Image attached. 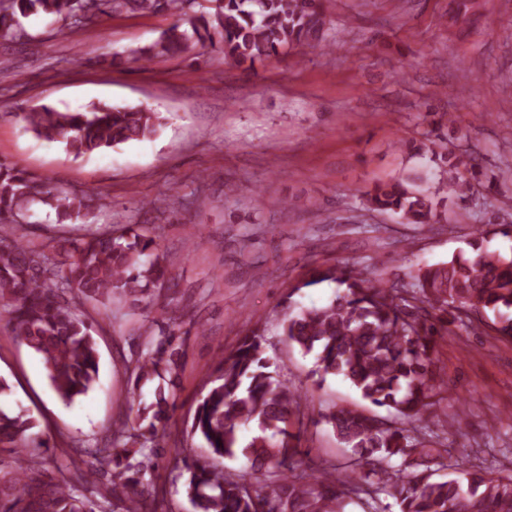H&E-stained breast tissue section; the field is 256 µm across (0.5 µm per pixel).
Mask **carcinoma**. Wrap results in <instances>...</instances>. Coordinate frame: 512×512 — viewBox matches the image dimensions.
I'll use <instances>...</instances> for the list:
<instances>
[{
    "mask_svg": "<svg viewBox=\"0 0 512 512\" xmlns=\"http://www.w3.org/2000/svg\"><path fill=\"white\" fill-rule=\"evenodd\" d=\"M113 12L179 17L157 41L131 51L134 62L204 49L251 68L290 50L307 55L334 46L319 0H0V40L24 38L22 20L36 14L55 18V35L71 38ZM24 121L75 158L150 139L163 127L161 114L149 108L106 103L84 112L44 105ZM474 168L475 158L459 160L433 190L407 177L376 183L367 204L406 224H436L435 198L468 197ZM99 201L92 188L69 190L0 162V227L11 229L0 235V317L40 356L66 403L87 395L99 372L92 327L77 305L125 298L144 311L150 291L168 281L165 253L137 224L118 237L90 229L79 238L53 239L49 254L18 234L38 211H54L59 224L84 221ZM497 234L511 235L512 225L475 229L469 252L427 267L411 288L373 281L339 262L316 274V281L336 284L329 303L289 301L283 335L303 355H314L316 384L341 377L362 400L387 409L386 416L340 408L314 417L303 406L305 396L265 355L263 335L243 336L216 367L188 431L211 458L177 450L172 459L171 482L181 484L195 512H346L363 494L372 496L373 512H385L380 495L388 492L398 512H512V471L494 476L480 464L450 466L444 449L423 444L404 427L441 400L446 385L438 346L454 328L512 343V253L488 248L489 236ZM145 333L147 356L135 360L121 403L136 411L134 424H115L100 445L50 455L37 420L0 410V512H166L158 467L191 330L171 310ZM156 379L147 402L142 389ZM248 424L255 432L245 442L240 427ZM309 424L330 426L351 448L342 468L326 471L305 458L301 437ZM239 453L250 462L247 472L226 474L216 463ZM435 465L458 476L439 478ZM88 485L97 488L93 499L83 493Z\"/></svg>",
    "mask_w": 512,
    "mask_h": 512,
    "instance_id": "cac0c4a2",
    "label": "carcinoma"
}]
</instances>
